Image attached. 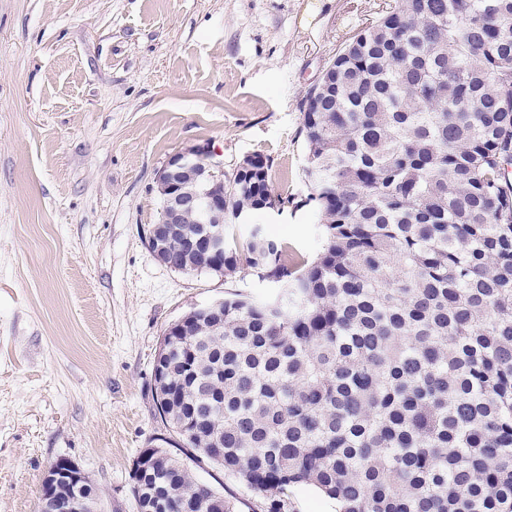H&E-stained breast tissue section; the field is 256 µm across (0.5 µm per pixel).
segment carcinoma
Instances as JSON below:
<instances>
[{"instance_id":"carcinoma-1","label":"carcinoma","mask_w":512,"mask_h":512,"mask_svg":"<svg viewBox=\"0 0 512 512\" xmlns=\"http://www.w3.org/2000/svg\"><path fill=\"white\" fill-rule=\"evenodd\" d=\"M301 103L322 246L223 225L208 270L280 288L163 338L133 512H237L185 464L290 512H512V0H395ZM229 209L250 207L224 181ZM294 512H327L326 500L312 492L309 486H300L293 494Z\"/></svg>"}]
</instances>
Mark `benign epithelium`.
Returning <instances> with one entry per match:
<instances>
[{"label": "benign epithelium", "instance_id": "obj_1", "mask_svg": "<svg viewBox=\"0 0 512 512\" xmlns=\"http://www.w3.org/2000/svg\"><path fill=\"white\" fill-rule=\"evenodd\" d=\"M156 187L163 199L157 224L149 231L148 246L156 258L169 249L176 229L195 216L198 224H222L224 218L244 223L248 213L224 214V163L215 160L207 144L192 146L171 155L156 175ZM193 247L205 257L224 253V240L218 237L195 238ZM60 481L82 483L85 473L74 461L59 458L47 469L41 484V512H96L94 498L77 497L62 501L55 496Z\"/></svg>", "mask_w": 512, "mask_h": 512}]
</instances>
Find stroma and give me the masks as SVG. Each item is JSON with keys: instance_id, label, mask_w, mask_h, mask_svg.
<instances>
[{"instance_id": "obj_1", "label": "stroma", "mask_w": 512, "mask_h": 512, "mask_svg": "<svg viewBox=\"0 0 512 512\" xmlns=\"http://www.w3.org/2000/svg\"><path fill=\"white\" fill-rule=\"evenodd\" d=\"M390 0H0V512H39L58 458L101 512H131V469L165 429L152 400L164 330L192 307L270 285L179 273L146 237L155 177L211 144L232 174L255 153L301 208L249 224L307 254L300 104ZM194 476L263 512L222 471Z\"/></svg>"}]
</instances>
